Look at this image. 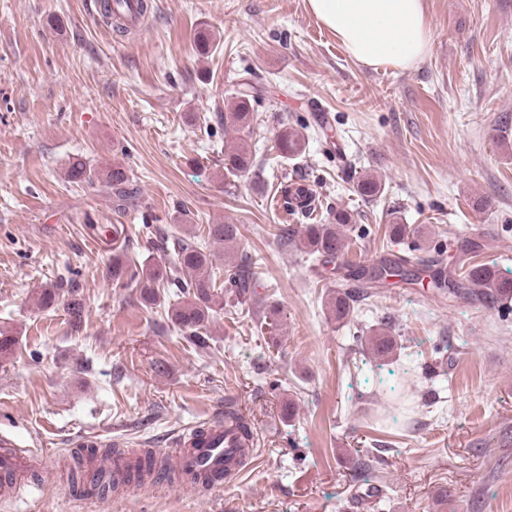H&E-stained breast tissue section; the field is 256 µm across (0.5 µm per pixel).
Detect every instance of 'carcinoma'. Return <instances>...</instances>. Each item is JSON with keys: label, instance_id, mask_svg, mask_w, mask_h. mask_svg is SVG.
I'll return each mask as SVG.
<instances>
[{"label": "carcinoma", "instance_id": "cac0c4a2", "mask_svg": "<svg viewBox=\"0 0 512 512\" xmlns=\"http://www.w3.org/2000/svg\"><path fill=\"white\" fill-rule=\"evenodd\" d=\"M99 14L106 25L115 27L121 36L127 30L113 21L111 0H99ZM196 48L199 54L207 55L216 44V34L202 28L196 35ZM262 100L250 82L241 83V89L232 97L224 100V107L217 108L215 121L231 127L236 131L252 128L255 119L254 104ZM280 156L286 160L300 157L306 151V138L302 131L284 122L278 136ZM253 160L244 143L224 152V178L241 179L252 174ZM73 182H92L99 172L82 163L73 164L68 172ZM106 183L121 200L135 196V189L126 172L115 165L106 173ZM357 191L365 199H371L383 192L382 182L372 173L362 175L357 181ZM286 208L294 216L310 217L317 208L319 198L313 191L296 187L290 183L281 187ZM351 215L345 210L334 214L332 224H288L280 228L279 237L293 243L297 248L327 266L341 260L347 249L346 231L350 227ZM208 237L213 243L226 247L233 245L239 234L235 224H210L207 227ZM174 261L147 262L135 265L124 259V253L116 252L112 256V280L116 284L126 286L130 283L139 290L142 305L150 307L160 301L161 292H169L177 298V303L170 306L168 319L181 329L191 332L205 326L215 307L224 299L236 304H243L254 293L256 274L252 270L250 257L244 255L238 263L224 267V292L217 287V274L214 271L212 254L204 251L198 243L188 237L173 239ZM420 248L409 247V254L402 257H381L372 265L385 270L388 275L396 278L394 282L378 283L372 278L369 267L358 264L350 270L349 276L365 282V287L353 294L342 288L329 299V307L338 320L349 316L353 303L359 299H367L374 295L376 288H397L402 284L419 281L423 274H429L432 287L440 295L448 298V302L457 300H482L497 304L512 299V279L500 276L486 264H473L462 275L445 276L433 269L434 261L418 254ZM60 297L59 289L46 287L37 296V306L42 309L53 307ZM373 350L380 356L390 354L394 350L391 337L379 333L370 337Z\"/></svg>", "mask_w": 512, "mask_h": 512}]
</instances>
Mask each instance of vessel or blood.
<instances>
[{
  "mask_svg": "<svg viewBox=\"0 0 512 512\" xmlns=\"http://www.w3.org/2000/svg\"><path fill=\"white\" fill-rule=\"evenodd\" d=\"M176 444L174 459H161V467L173 464L187 474L206 477V488L210 491L236 482L252 466L256 456L254 448L244 446L236 426L218 414L183 428L177 434ZM36 459V453L18 448L12 439L1 436L0 483L20 492L19 479ZM137 461L138 456L132 451H116L106 458L113 483L126 484L127 470Z\"/></svg>",
  "mask_w": 512,
  "mask_h": 512,
  "instance_id": "b4317fda",
  "label": "vessel or blood"
}]
</instances>
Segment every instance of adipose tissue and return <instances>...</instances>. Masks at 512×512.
Here are the masks:
<instances>
[{
    "label": "adipose tissue",
    "mask_w": 512,
    "mask_h": 512,
    "mask_svg": "<svg viewBox=\"0 0 512 512\" xmlns=\"http://www.w3.org/2000/svg\"><path fill=\"white\" fill-rule=\"evenodd\" d=\"M312 16L358 64L412 70L429 55L424 0H306Z\"/></svg>",
    "instance_id": "obj_1"
}]
</instances>
